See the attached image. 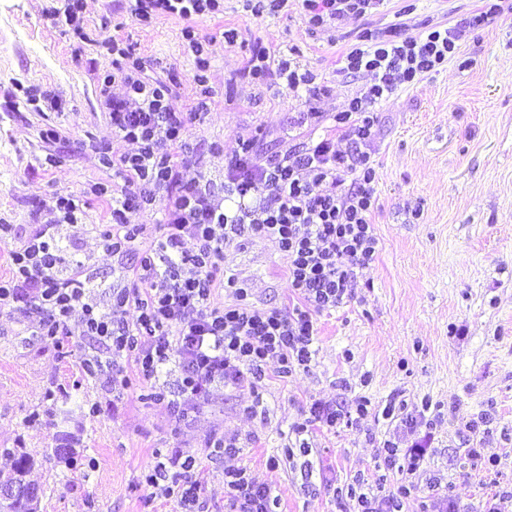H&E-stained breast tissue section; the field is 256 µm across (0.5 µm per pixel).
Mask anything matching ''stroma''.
<instances>
[{
    "mask_svg": "<svg viewBox=\"0 0 512 512\" xmlns=\"http://www.w3.org/2000/svg\"><path fill=\"white\" fill-rule=\"evenodd\" d=\"M482 5L390 0L370 25L402 23L415 35L424 23L452 25ZM63 6L64 0H0V217L15 224L47 223L56 195L81 192L88 195L87 223L107 221L106 204L89 189L111 182L113 171L91 145L108 143L114 158L131 146L113 134L99 100L97 77L112 68L102 40L132 43L146 78L176 76L175 111H191L201 99L182 21L160 17L142 26L114 11L112 0H84L81 40L64 19L49 16L50 8ZM198 28L213 38L211 94L191 141L215 180L239 141L255 139L258 151L269 155L285 151L290 141L335 133L328 122L295 126L307 109L304 96L240 80L254 40L293 52L302 68L329 86L315 103L318 111L341 110L368 82L365 75L337 71L338 58L361 28L357 19L311 34L298 9L259 21L240 0H224L223 14ZM227 28L237 29L235 44L225 43ZM29 85L55 93L57 106L34 111L21 92ZM376 110L378 259L363 271L351 302L319 315L314 373L267 380L266 419L245 414L249 392L219 391L190 425L177 426L148 387L136 383L116 397L83 375L79 362L92 345L89 337L40 341L22 314L0 313V472L12 464L4 449L20 444L37 457L30 478L40 488L39 512H175V501L149 499L139 476L153 463L155 449L199 453L216 429L254 441L237 456L218 451L206 460L210 512H225L224 469L230 465L247 467L271 485L281 512H353L347 491L356 475L372 482L383 476L391 484L401 478L375 470L362 430L317 432L307 452L288 460L281 447L312 400L349 404L361 396L381 407L400 400L415 407L425 399L441 406L435 441L420 467L421 486L404 512H421L422 502L431 500V479L451 486L462 512H483L495 495L501 512H512V15L485 20L447 66ZM49 130L59 139H46ZM214 142L223 144V153L209 154ZM68 233L73 244L64 249V260L90 258L101 278L111 279L114 260L99 239L79 226ZM287 265L275 243L257 240L226 248L220 267L247 284L257 307L285 308ZM60 392L71 396L64 419L54 414L52 397ZM479 419L486 429L481 456L500 459L490 475L462 445L469 424ZM63 432L75 439L79 466L50 455ZM273 457L278 467L269 466ZM90 458L95 468L83 469L82 460Z\"/></svg>",
    "mask_w": 512,
    "mask_h": 512,
    "instance_id": "35a3bbf8",
    "label": "stroma"
}]
</instances>
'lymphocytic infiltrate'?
<instances>
[{"label": "lymphocytic infiltrate", "mask_w": 512, "mask_h": 512, "mask_svg": "<svg viewBox=\"0 0 512 512\" xmlns=\"http://www.w3.org/2000/svg\"><path fill=\"white\" fill-rule=\"evenodd\" d=\"M298 3L314 30L377 14L386 0ZM118 7L139 23L160 16L184 21L182 34L196 59L194 80L201 97H209L208 39L195 23L223 13L224 0H118ZM504 12L512 13V0H490L468 19L415 36L399 27L363 30L357 44L342 54L341 70L366 74L370 81L333 117L350 149L338 150L326 137L263 157L246 139L225 166L219 191L201 171L202 154L189 143L197 113L176 112L169 104L173 80L143 77L133 48L108 41L107 49L121 62L97 82L113 133L132 149L113 161L112 183L91 187L94 196L108 201L110 224H87L86 230L98 234L117 262L118 275L106 284L89 262L65 266L64 230L84 221L87 202L60 195L48 223L31 229L0 224V241L10 246V272L0 276V309L22 313L33 336L54 341L70 335L69 321L80 313L82 335L98 342L80 361L84 374L115 391L127 388L134 377L150 384L154 400L167 402L177 421L188 420L219 390L249 391L248 411L258 414L268 364H275L283 380L312 373L318 315L350 301L359 276L378 258L374 155L381 118L376 105L436 71L456 55L468 31ZM239 77L305 91L311 102L328 92L311 72L292 69L262 45L252 50ZM116 83L123 87L118 96L111 91ZM135 209L158 215L159 237L145 241L144 225L129 223L127 215ZM255 239L275 242L287 256L293 308L253 306L236 275L218 278L216 264L225 248ZM219 287L227 288L230 303L213 304ZM170 365L177 372L173 400L161 380ZM381 418L394 422L396 439L379 440L368 428V421ZM341 424L364 429L377 465L399 466L407 473L404 483L385 494L358 480L357 512H402L418 488L414 477L435 439V418L403 405L379 411L365 397L347 407L315 400L307 418L292 426L295 440L285 443L286 456L308 448L307 437L316 428L332 431ZM402 436L410 440L404 449L398 443ZM204 473L201 456L174 448L147 469L144 483L156 495L175 500L181 512H205ZM224 497L229 512H277L280 501L269 484L234 466L224 470Z\"/></svg>", "instance_id": "obj_1"}]
</instances>
